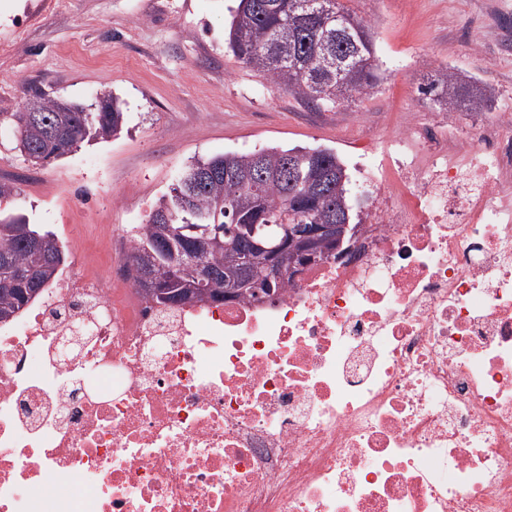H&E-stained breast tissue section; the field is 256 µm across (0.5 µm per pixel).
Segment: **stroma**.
I'll return each instance as SVG.
<instances>
[{
	"mask_svg": "<svg viewBox=\"0 0 512 512\" xmlns=\"http://www.w3.org/2000/svg\"><path fill=\"white\" fill-rule=\"evenodd\" d=\"M0 0V105L38 92L90 106L117 97L125 127L31 166L0 128V169L18 194L7 209L55 231L67 261L103 269L124 226L142 224L153 203L195 159L280 146L331 148L345 161L350 189L375 200L363 182L362 130L395 132L434 111L418 86L440 67L481 79L494 98L512 97V45L501 0H355L371 23L383 79L348 107L318 111L241 64L227 45L235 0ZM474 34L476 43L466 41Z\"/></svg>",
	"mask_w": 512,
	"mask_h": 512,
	"instance_id": "1",
	"label": "stroma"
}]
</instances>
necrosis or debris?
Here are the masks:
<instances>
[{"mask_svg":"<svg viewBox=\"0 0 512 512\" xmlns=\"http://www.w3.org/2000/svg\"><path fill=\"white\" fill-rule=\"evenodd\" d=\"M362 167L359 236L274 298L156 306L124 232L0 324V512H512V113Z\"/></svg>","mask_w":512,"mask_h":512,"instance_id":"necrosis-or-debris-1","label":"necrosis or debris"}]
</instances>
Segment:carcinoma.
Wrapping results in <instances>:
<instances>
[{
	"instance_id": "obj_1",
	"label": "carcinoma",
	"mask_w": 512,
	"mask_h": 512,
	"mask_svg": "<svg viewBox=\"0 0 512 512\" xmlns=\"http://www.w3.org/2000/svg\"><path fill=\"white\" fill-rule=\"evenodd\" d=\"M351 0H239L228 31V46L244 65L304 104L331 110L370 95L381 81L369 23ZM419 91L445 112H481L489 97L476 80L465 82L439 68ZM43 103L40 120L28 121L11 106L0 108V127L11 128L14 150L33 166L57 159L81 143L106 140L123 130L124 112L115 99H100L96 111H56V98L34 94ZM258 174L252 185L241 179ZM342 158L322 147H271L252 153H224L187 166L170 192L160 196L143 224L130 228L134 246L129 259L138 292L163 285L176 291L167 307L224 302V271L229 253L214 249L205 256L217 277L208 291L185 296L170 263L171 246L189 254L207 236L235 240L232 226L262 224L271 246L281 245L283 226L353 223L360 207L350 193ZM43 246L35 251L31 242ZM65 254L55 233L23 215L0 213L1 316L27 309L53 282ZM290 278L259 277L240 289L236 299L273 298Z\"/></svg>"
}]
</instances>
